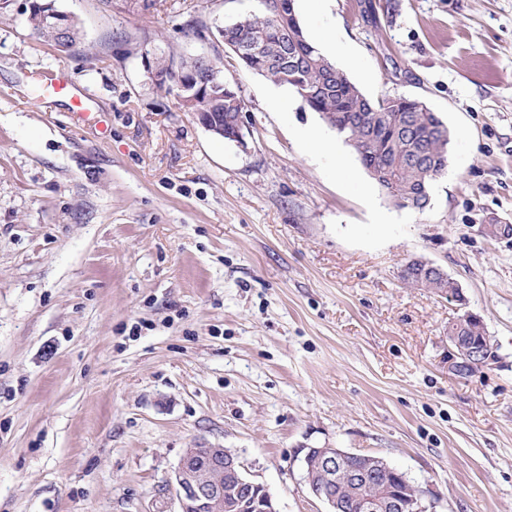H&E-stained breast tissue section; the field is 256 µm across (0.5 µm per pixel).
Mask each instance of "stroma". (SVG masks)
Wrapping results in <instances>:
<instances>
[{
	"instance_id": "obj_1",
	"label": "stroma",
	"mask_w": 512,
	"mask_h": 512,
	"mask_svg": "<svg viewBox=\"0 0 512 512\" xmlns=\"http://www.w3.org/2000/svg\"><path fill=\"white\" fill-rule=\"evenodd\" d=\"M0 0V512H177L184 449L234 450L279 512H327L311 448L379 457L428 512H512V0H330L298 9L370 98L423 101L452 132L421 212L287 88L240 65L221 26L258 0H55L58 51ZM207 51L245 101L229 142L157 92L144 53ZM68 71L105 139L42 95ZM322 131L324 143L301 130ZM441 268L457 299L404 281ZM478 315L498 359L448 370Z\"/></svg>"
}]
</instances>
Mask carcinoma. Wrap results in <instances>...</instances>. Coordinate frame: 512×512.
<instances>
[{
    "mask_svg": "<svg viewBox=\"0 0 512 512\" xmlns=\"http://www.w3.org/2000/svg\"><path fill=\"white\" fill-rule=\"evenodd\" d=\"M40 7L29 26L45 41L62 49L80 42V30L71 21L67 33L52 32L57 11L55 0H33ZM235 34L254 46L256 53L240 60L250 70L296 94L303 105L319 114L337 135L357 153L371 179L386 198L403 209L423 211L429 201L422 192H430L432 181L448 167V126L423 102L407 97L373 100L366 96L335 63L314 46L297 17L288 10V0H266L258 14L235 22ZM153 68L162 79L155 88L166 94L180 76L205 82L220 68V61L200 54H161L154 57ZM194 109L224 120V139H230L236 122L245 110L242 97L234 105L224 97L204 92L196 97ZM342 512H365L364 496L380 498L383 485L361 490L349 483L334 488Z\"/></svg>",
    "mask_w": 512,
    "mask_h": 512,
    "instance_id": "carcinoma-1",
    "label": "carcinoma"
}]
</instances>
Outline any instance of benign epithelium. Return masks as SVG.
<instances>
[{
	"label": "benign epithelium",
	"mask_w": 512,
	"mask_h": 512,
	"mask_svg": "<svg viewBox=\"0 0 512 512\" xmlns=\"http://www.w3.org/2000/svg\"><path fill=\"white\" fill-rule=\"evenodd\" d=\"M448 368L461 363L482 368L492 361L494 348L490 341L476 347L465 336L448 337ZM361 455L337 448H311L304 461L308 464V484L325 486L340 480L366 488L371 479L385 473L388 464L371 458L364 464L348 465ZM172 486L179 504L178 512H242L252 507L255 512H277L273 497L265 486L252 479L240 457L227 448H186L174 470ZM424 491L411 487L407 495L390 496L380 503L364 500L367 512H426Z\"/></svg>",
	"instance_id": "7a95c632"
}]
</instances>
